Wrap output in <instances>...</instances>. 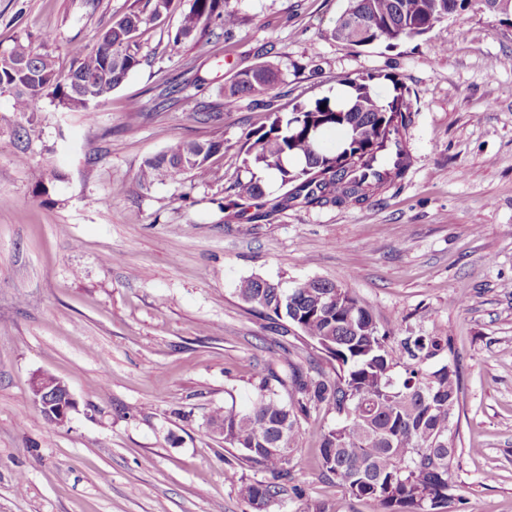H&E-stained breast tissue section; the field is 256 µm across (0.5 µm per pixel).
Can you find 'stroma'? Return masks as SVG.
I'll return each instance as SVG.
<instances>
[{
  "mask_svg": "<svg viewBox=\"0 0 512 512\" xmlns=\"http://www.w3.org/2000/svg\"><path fill=\"white\" fill-rule=\"evenodd\" d=\"M144 4L0 0V52L29 41L65 72ZM346 4L229 0L232 39L216 18L207 41L175 47L190 0H174L142 30L147 62L90 111L45 99L30 122L0 95V512H250L240 484L269 475L229 469L210 416L247 407L280 346L309 372L333 371L296 327L240 298L252 276L288 289L330 280L380 330L450 337L441 358L456 361L462 393L449 512H512V18L474 7L391 48L346 47L327 36ZM262 61L282 71L284 108L370 74L389 96L398 77L412 101L405 176L344 207L296 201L256 222L225 207L268 110L262 96L225 110L224 87ZM205 139L224 143L212 159L222 182L139 183L147 159ZM38 373L79 403L53 430L31 400ZM335 422L321 408L301 416L298 490L269 512H379L321 473Z\"/></svg>",
  "mask_w": 512,
  "mask_h": 512,
  "instance_id": "35a3bbf8",
  "label": "stroma"
}]
</instances>
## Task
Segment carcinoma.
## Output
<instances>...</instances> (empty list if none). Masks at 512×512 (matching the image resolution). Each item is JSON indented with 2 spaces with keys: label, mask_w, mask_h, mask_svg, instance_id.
<instances>
[{
  "label": "carcinoma",
  "mask_w": 512,
  "mask_h": 512,
  "mask_svg": "<svg viewBox=\"0 0 512 512\" xmlns=\"http://www.w3.org/2000/svg\"><path fill=\"white\" fill-rule=\"evenodd\" d=\"M473 1L494 14L512 13V0H460V8ZM173 2L147 0L149 11L134 10L114 21L98 46L65 75L51 55L16 42L0 53V95L9 94L24 115H34L44 98L70 111L88 109L90 104L76 95V81L90 77L94 98H106L142 64V28L167 14ZM216 17L224 20L226 36L239 25L227 0H192L173 44L203 34ZM447 19L448 0H348L329 36L349 46H367L374 39L398 42L425 36ZM380 79L392 83L391 98L376 91L373 81ZM279 81L280 70L270 61L239 71L224 88V107L231 109L244 95L264 96ZM339 84L346 87L345 97L298 102L287 112L274 108L267 124L247 135L242 163L249 178L236 181L225 207L252 220L297 200L361 204L403 177L409 167L403 145L411 112L407 88L388 74L344 78ZM223 150L218 140L176 144L145 161L139 180L150 185L201 172L221 182L224 173L211 158ZM266 173L286 189L281 198L267 199ZM239 293L253 309L293 322L314 344L326 341L324 351L337 364L335 376L312 377L293 366L291 351L283 347L279 361L292 366L289 380L271 372L248 408L227 406L209 419L214 433L224 426V448L271 474L269 481L241 484L240 495L252 512H267L294 480L288 465L302 438L298 413L308 404L336 414V426L322 437L320 467L352 498L370 500L380 512H447L456 455L448 417L459 406L461 380L456 366L432 370L428 361L449 349L448 339L382 333L371 309L329 280L310 279L285 290L249 278ZM278 385L299 395L297 405L281 398ZM229 436L245 443L235 444Z\"/></svg>",
  "instance_id": "obj_1"
}]
</instances>
